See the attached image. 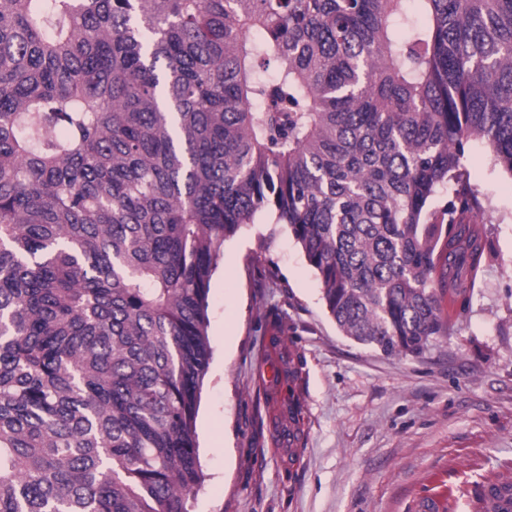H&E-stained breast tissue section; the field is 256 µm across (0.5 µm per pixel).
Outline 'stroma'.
Masks as SVG:
<instances>
[{"label":"stroma","instance_id":"obj_1","mask_svg":"<svg viewBox=\"0 0 512 512\" xmlns=\"http://www.w3.org/2000/svg\"><path fill=\"white\" fill-rule=\"evenodd\" d=\"M464 166L485 255L470 292L443 301L451 329L418 356L343 336L287 225L256 213L225 240L210 280L212 359L195 427L203 473L190 512H419L446 487L470 512L512 479V175L471 141ZM300 405L297 451L277 444L271 364Z\"/></svg>","mask_w":512,"mask_h":512}]
</instances>
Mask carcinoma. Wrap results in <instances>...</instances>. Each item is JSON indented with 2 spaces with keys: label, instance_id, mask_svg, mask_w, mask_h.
Returning <instances> with one entry per match:
<instances>
[{
  "label": "carcinoma",
  "instance_id": "1",
  "mask_svg": "<svg viewBox=\"0 0 512 512\" xmlns=\"http://www.w3.org/2000/svg\"><path fill=\"white\" fill-rule=\"evenodd\" d=\"M472 138L512 175V0H0V512H189L210 279L260 210L343 335H447Z\"/></svg>",
  "mask_w": 512,
  "mask_h": 512
}]
</instances>
